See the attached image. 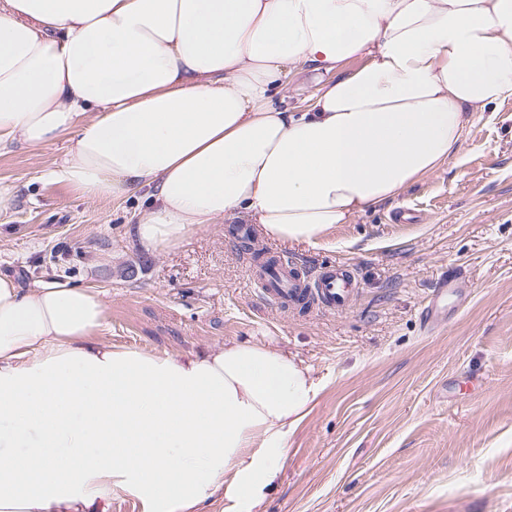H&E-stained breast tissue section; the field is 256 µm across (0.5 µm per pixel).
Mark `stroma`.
Instances as JSON below:
<instances>
[{"mask_svg":"<svg viewBox=\"0 0 512 512\" xmlns=\"http://www.w3.org/2000/svg\"><path fill=\"white\" fill-rule=\"evenodd\" d=\"M66 147L0 150L1 274L103 291V339L117 347L179 356L265 340L320 380L256 512H512V99L470 113L446 166L320 247L245 242L224 223L145 253L130 234L141 194L91 200L48 178ZM406 207L420 222L391 223ZM257 252L313 274L353 266L359 292L342 312L275 308ZM451 267L471 293L425 331L421 310Z\"/></svg>","mask_w":512,"mask_h":512,"instance_id":"1","label":"stroma"}]
</instances>
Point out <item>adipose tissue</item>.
<instances>
[{
  "instance_id": "ef3b65f1",
  "label": "adipose tissue",
  "mask_w": 512,
  "mask_h": 512,
  "mask_svg": "<svg viewBox=\"0 0 512 512\" xmlns=\"http://www.w3.org/2000/svg\"><path fill=\"white\" fill-rule=\"evenodd\" d=\"M317 80L277 108L291 73ZM512 98V0H0V149L67 137L49 178L143 191L141 250L242 218L323 245L446 164ZM107 302L0 275V512L260 505L319 393L268 343L185 357L102 340ZM314 91L313 82L306 80L302 76L290 77L286 80L283 91L275 96V100L280 102L283 99V106H287L292 112H301L309 104V99Z\"/></svg>"
}]
</instances>
